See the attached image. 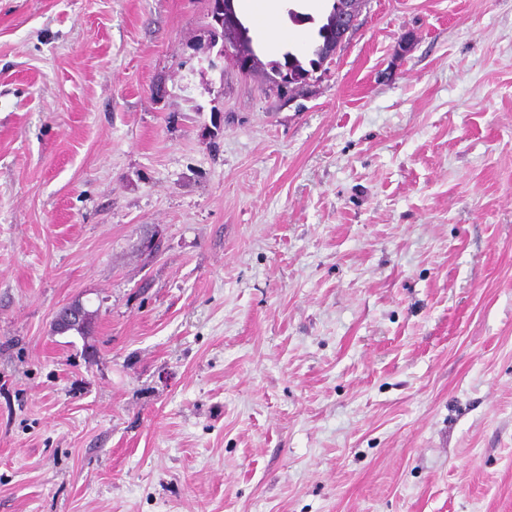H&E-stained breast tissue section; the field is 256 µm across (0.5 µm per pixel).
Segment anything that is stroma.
I'll use <instances>...</instances> for the list:
<instances>
[{"mask_svg":"<svg viewBox=\"0 0 512 512\" xmlns=\"http://www.w3.org/2000/svg\"><path fill=\"white\" fill-rule=\"evenodd\" d=\"M333 4L0 0V512H512V0ZM238 8L246 14L257 35V30L261 33V39L272 45L280 41L290 39H299L296 34L289 33L288 30L279 28L278 11L280 2L285 0H235ZM86 310L82 304L69 306L62 309L56 316V329L58 332H67L72 330L71 327L75 325V327L79 326L81 328L86 327V322H83L81 325L80 322L86 316Z\"/></svg>","mask_w":512,"mask_h":512,"instance_id":"obj_1","label":"stroma"}]
</instances>
